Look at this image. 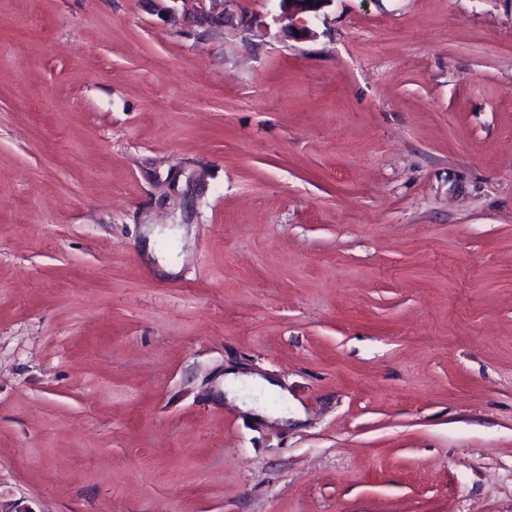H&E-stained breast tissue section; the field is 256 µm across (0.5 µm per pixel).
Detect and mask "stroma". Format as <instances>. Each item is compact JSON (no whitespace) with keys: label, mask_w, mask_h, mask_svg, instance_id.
Listing matches in <instances>:
<instances>
[{"label":"stroma","mask_w":512,"mask_h":512,"mask_svg":"<svg viewBox=\"0 0 512 512\" xmlns=\"http://www.w3.org/2000/svg\"><path fill=\"white\" fill-rule=\"evenodd\" d=\"M288 25L0 0V512H512V0Z\"/></svg>","instance_id":"1"}]
</instances>
